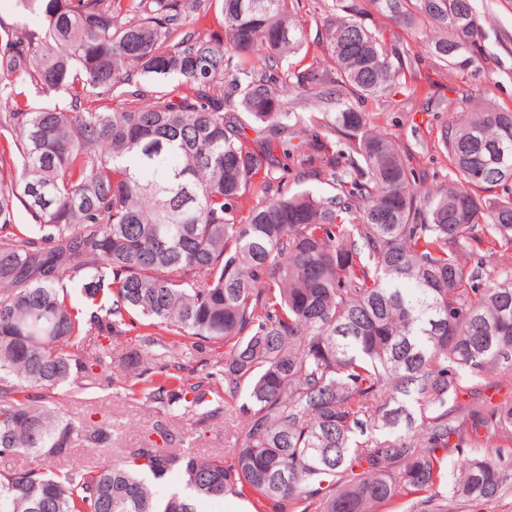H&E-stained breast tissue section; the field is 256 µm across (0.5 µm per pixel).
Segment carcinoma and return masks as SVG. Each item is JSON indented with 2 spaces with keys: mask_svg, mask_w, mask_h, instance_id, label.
<instances>
[{
  "mask_svg": "<svg viewBox=\"0 0 512 512\" xmlns=\"http://www.w3.org/2000/svg\"><path fill=\"white\" fill-rule=\"evenodd\" d=\"M35 27L0 22V512H197L195 500L255 493L274 512H486L512 489V112L475 104L441 133L453 171L414 185L395 142L359 105L390 95L408 65L376 11L432 23L452 69L484 57L474 0H334L327 65L301 50L298 0H15ZM269 70L250 64L255 42ZM304 92L336 84L357 102L301 130L279 74ZM176 79L171 95L148 82ZM56 102L34 106L31 91ZM244 112L260 127L248 138ZM339 196L281 189L282 159ZM262 202L248 212L244 197ZM23 207L28 223H17ZM468 254L496 271L469 275ZM96 307L79 313L63 283ZM130 351L129 388L196 432L233 403L231 463L163 445L60 469L79 442L112 445L45 404ZM224 343L202 376L183 352ZM474 402L456 404L459 392ZM496 445L485 455L477 444ZM188 493L158 497L152 480Z\"/></svg>",
  "mask_w": 512,
  "mask_h": 512,
  "instance_id": "carcinoma-1",
  "label": "carcinoma"
}]
</instances>
